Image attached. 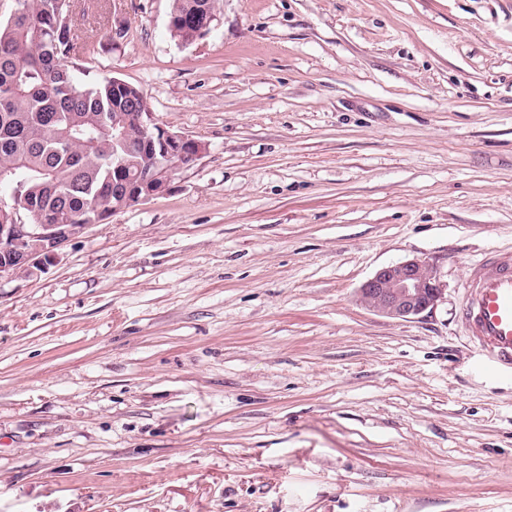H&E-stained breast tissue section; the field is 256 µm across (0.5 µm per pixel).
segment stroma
<instances>
[{
  "instance_id": "1",
  "label": "stroma",
  "mask_w": 512,
  "mask_h": 512,
  "mask_svg": "<svg viewBox=\"0 0 512 512\" xmlns=\"http://www.w3.org/2000/svg\"><path fill=\"white\" fill-rule=\"evenodd\" d=\"M88 80L206 151L0 283V512H512L468 265L512 249V0H76ZM124 37H111L110 26ZM445 286L364 308L380 267ZM217 0H173L168 19L172 38L190 45L207 35L214 21ZM443 291L429 264L416 257L380 268L361 285L359 299L375 313L410 320L433 309Z\"/></svg>"
}]
</instances>
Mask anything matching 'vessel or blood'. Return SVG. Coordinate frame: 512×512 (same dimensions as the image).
I'll return each instance as SVG.
<instances>
[{"mask_svg":"<svg viewBox=\"0 0 512 512\" xmlns=\"http://www.w3.org/2000/svg\"><path fill=\"white\" fill-rule=\"evenodd\" d=\"M460 319L485 367L512 380V251L470 264Z\"/></svg>","mask_w":512,"mask_h":512,"instance_id":"1","label":"vessel or blood"}]
</instances>
